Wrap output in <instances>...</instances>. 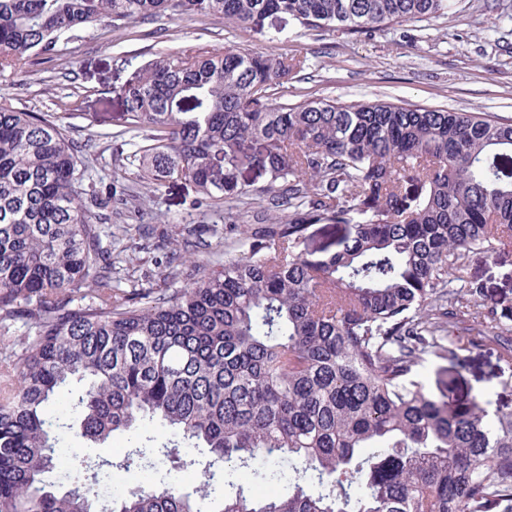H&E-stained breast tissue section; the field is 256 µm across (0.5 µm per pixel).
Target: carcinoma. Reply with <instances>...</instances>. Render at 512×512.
I'll return each instance as SVG.
<instances>
[{
  "label": "carcinoma",
  "mask_w": 512,
  "mask_h": 512,
  "mask_svg": "<svg viewBox=\"0 0 512 512\" xmlns=\"http://www.w3.org/2000/svg\"><path fill=\"white\" fill-rule=\"evenodd\" d=\"M451 0H0V73L47 60L91 25L220 14L265 34L286 14L308 30L381 31L437 18ZM300 67L229 47L160 52L125 88L123 129L148 185L184 179L210 208L249 196L288 216L241 225L220 270L179 288L127 290L129 228L92 209L123 190L85 188L78 147L34 112L0 103V512H512V408L427 391L424 356L456 369L500 327L470 260L512 245V123L387 101L277 102ZM257 171L265 184L241 180ZM318 224L344 234L309 249ZM22 319L30 333L16 334ZM512 370V339L497 336ZM71 391L69 407L45 409ZM45 480L67 438L107 447ZM288 488L218 489L226 469ZM191 471L100 503L114 469ZM281 466V465H280ZM277 464H275L273 461L267 462L262 467L267 470L268 472L272 471H279L280 469L284 470V477L281 479V481L273 482V483H262L256 481L251 473L249 471H243L240 470L235 473L234 476V482L237 484H243L245 486H249L251 488L252 494L260 496L264 495L268 491L271 490H277V491H284V489L287 488V481H288V469L287 468H281Z\"/></svg>",
  "instance_id": "cac0c4a2"
}]
</instances>
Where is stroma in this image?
Wrapping results in <instances>:
<instances>
[{
    "mask_svg": "<svg viewBox=\"0 0 512 512\" xmlns=\"http://www.w3.org/2000/svg\"><path fill=\"white\" fill-rule=\"evenodd\" d=\"M228 45L300 60V68L279 87L283 103L385 99L512 120V0H455L448 15L368 34L309 31L287 17L267 20L261 36L229 27L220 15L153 18L119 28L99 24L61 40L52 60L1 75L0 102L56 121L70 139L83 143L87 189L118 188L137 174L128 162L134 145L114 137L123 123L131 73L153 52H220ZM140 192L138 208L112 213L113 223L134 230L142 224L155 227L127 252L125 266L139 282L157 281L158 260L165 250L182 249L190 232L203 244L200 259L211 265L238 250L239 225L201 205L193 183L173 180L141 186ZM215 231L224 241L220 254L206 247ZM160 239L166 244L162 251L154 247ZM468 275L483 284L502 325L512 328V251L471 265ZM416 374L432 392L444 387L452 397L487 393L493 404L512 406V387L500 384L495 343L471 351L466 370H445L428 357Z\"/></svg>",
    "mask_w": 512,
    "mask_h": 512,
    "instance_id": "1",
    "label": "stroma"
}]
</instances>
